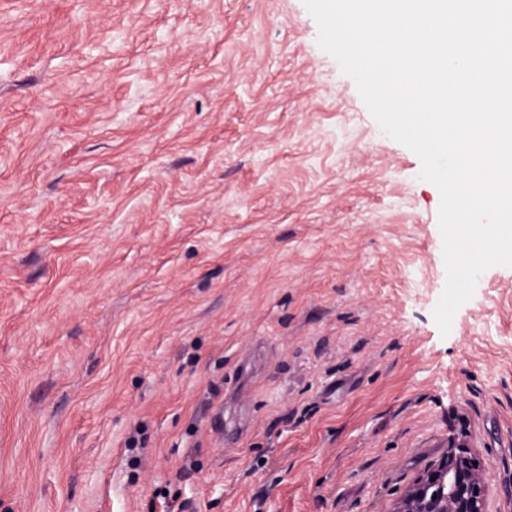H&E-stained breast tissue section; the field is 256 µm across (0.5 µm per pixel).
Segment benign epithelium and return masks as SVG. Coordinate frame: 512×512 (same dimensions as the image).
<instances>
[{
  "label": "benign epithelium",
  "mask_w": 512,
  "mask_h": 512,
  "mask_svg": "<svg viewBox=\"0 0 512 512\" xmlns=\"http://www.w3.org/2000/svg\"><path fill=\"white\" fill-rule=\"evenodd\" d=\"M485 468L466 441L453 439L448 452L404 492L393 512H490Z\"/></svg>",
  "instance_id": "benign-epithelium-1"
}]
</instances>
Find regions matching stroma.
I'll return each mask as SVG.
<instances>
[{"mask_svg": "<svg viewBox=\"0 0 512 512\" xmlns=\"http://www.w3.org/2000/svg\"><path fill=\"white\" fill-rule=\"evenodd\" d=\"M318 36L0 0V512H392L454 438L512 512V267L441 335V194Z\"/></svg>", "mask_w": 512, "mask_h": 512, "instance_id": "35a3bbf8", "label": "stroma"}]
</instances>
